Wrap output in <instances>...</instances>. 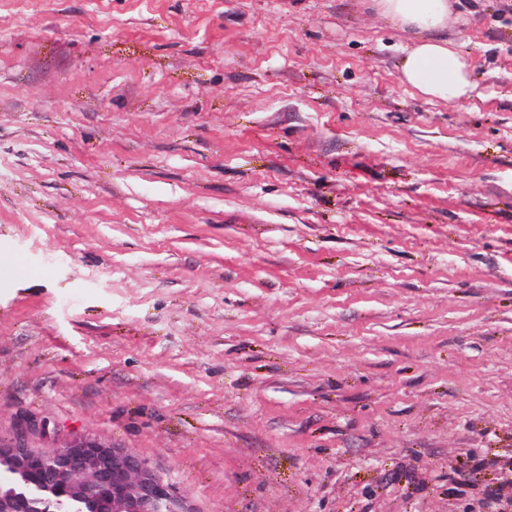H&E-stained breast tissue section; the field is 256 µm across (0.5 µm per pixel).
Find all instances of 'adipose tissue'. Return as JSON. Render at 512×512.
Returning a JSON list of instances; mask_svg holds the SVG:
<instances>
[{
  "mask_svg": "<svg viewBox=\"0 0 512 512\" xmlns=\"http://www.w3.org/2000/svg\"><path fill=\"white\" fill-rule=\"evenodd\" d=\"M376 13L412 33L414 43L401 62L404 84L430 99L458 102L469 98L473 79L463 55L441 36L448 26V0H374Z\"/></svg>",
  "mask_w": 512,
  "mask_h": 512,
  "instance_id": "ef3b65f1",
  "label": "adipose tissue"
}]
</instances>
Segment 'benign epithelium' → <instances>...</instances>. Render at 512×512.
I'll return each mask as SVG.
<instances>
[{"label":"benign epithelium","mask_w":512,"mask_h":512,"mask_svg":"<svg viewBox=\"0 0 512 512\" xmlns=\"http://www.w3.org/2000/svg\"><path fill=\"white\" fill-rule=\"evenodd\" d=\"M29 424L0 440V512H52L63 497L80 512H192L175 488L134 453L96 435H69L49 451L29 443Z\"/></svg>","instance_id":"1"}]
</instances>
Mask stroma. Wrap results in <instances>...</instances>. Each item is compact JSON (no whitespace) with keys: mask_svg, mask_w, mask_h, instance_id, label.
I'll use <instances>...</instances> for the list:
<instances>
[{"mask_svg":"<svg viewBox=\"0 0 512 512\" xmlns=\"http://www.w3.org/2000/svg\"><path fill=\"white\" fill-rule=\"evenodd\" d=\"M449 4L458 104L372 0H0V439L194 512L512 495V0Z\"/></svg>","mask_w":512,"mask_h":512,"instance_id":"1","label":"stroma"}]
</instances>
